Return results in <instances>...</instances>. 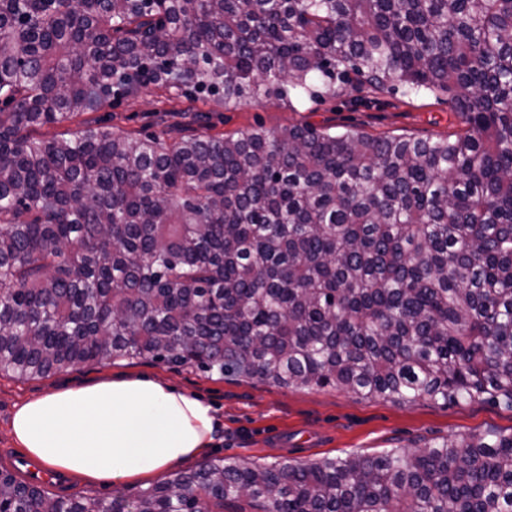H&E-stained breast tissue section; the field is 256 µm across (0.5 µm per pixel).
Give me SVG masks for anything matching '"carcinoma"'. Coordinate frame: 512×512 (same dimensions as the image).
<instances>
[{
	"label": "carcinoma",
	"mask_w": 512,
	"mask_h": 512,
	"mask_svg": "<svg viewBox=\"0 0 512 512\" xmlns=\"http://www.w3.org/2000/svg\"><path fill=\"white\" fill-rule=\"evenodd\" d=\"M451 95L437 139L313 126L40 135L150 86L239 107ZM0 373L155 359L512 409V0H0ZM512 512V431L135 498L0 467V512Z\"/></svg>",
	"instance_id": "1"
}]
</instances>
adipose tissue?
Masks as SVG:
<instances>
[{
  "mask_svg": "<svg viewBox=\"0 0 512 512\" xmlns=\"http://www.w3.org/2000/svg\"><path fill=\"white\" fill-rule=\"evenodd\" d=\"M212 407L162 382L102 381L17 406L11 431L58 473L125 485L201 455L213 441Z\"/></svg>",
  "mask_w": 512,
  "mask_h": 512,
  "instance_id": "1",
  "label": "adipose tissue"
}]
</instances>
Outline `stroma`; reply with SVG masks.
I'll return each mask as SVG.
<instances>
[{"label": "stroma", "instance_id": "stroma-1", "mask_svg": "<svg viewBox=\"0 0 512 512\" xmlns=\"http://www.w3.org/2000/svg\"><path fill=\"white\" fill-rule=\"evenodd\" d=\"M190 106L208 114L205 132L209 135L309 124L371 135L436 138L462 128L448 97H414L399 89L378 92L366 86L342 87L335 95L304 102L274 98L235 108L152 89L113 100L94 117L120 131L158 133L183 124L182 111ZM128 376L154 378L211 404L220 427L205 456L249 464L284 460L307 464L325 457L374 455L490 429H512V410L500 406L426 401L397 405L362 399L334 387H284L222 379L196 369L176 370L150 359L133 364L118 360L64 368L44 377L19 379L0 373V465L22 452L10 432L17 406L56 391Z\"/></svg>", "mask_w": 512, "mask_h": 512}]
</instances>
